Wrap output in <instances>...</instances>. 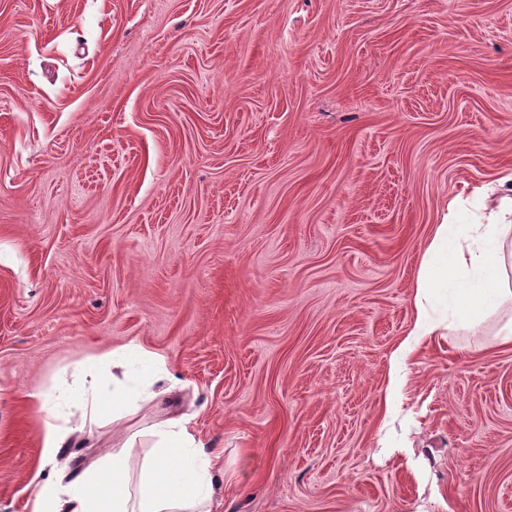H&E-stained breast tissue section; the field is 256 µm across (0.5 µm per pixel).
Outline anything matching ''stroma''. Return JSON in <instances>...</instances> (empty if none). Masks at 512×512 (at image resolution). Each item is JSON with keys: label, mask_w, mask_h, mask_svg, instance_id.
I'll return each mask as SVG.
<instances>
[{"label": "stroma", "mask_w": 512, "mask_h": 512, "mask_svg": "<svg viewBox=\"0 0 512 512\" xmlns=\"http://www.w3.org/2000/svg\"><path fill=\"white\" fill-rule=\"evenodd\" d=\"M512 175V0H0V512L137 346L221 455L213 512H512V348L402 364L449 201ZM58 390L49 412L28 392ZM85 376L89 377L88 393L85 394L83 399L84 418L87 416L91 421L97 420L100 416L104 415L107 411L103 407L102 392L104 384L97 376V362L90 360L84 364ZM66 435L60 431L57 425L46 423L44 435V453L42 457L43 467L55 466L59 449L65 442Z\"/></svg>", "instance_id": "1"}]
</instances>
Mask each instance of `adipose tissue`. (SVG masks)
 I'll return each mask as SVG.
<instances>
[{
    "label": "adipose tissue",
    "mask_w": 512,
    "mask_h": 512,
    "mask_svg": "<svg viewBox=\"0 0 512 512\" xmlns=\"http://www.w3.org/2000/svg\"><path fill=\"white\" fill-rule=\"evenodd\" d=\"M495 207L470 224L457 221L461 198H453L442 224L426 248L416 280L414 318L396 354L409 356L444 332L479 325L498 316L496 341L512 345V315L501 308L512 302V176L477 190ZM83 399L85 416L97 420L111 413L122 421L143 390L128 377L112 379V407L104 409L103 383L96 361H88ZM155 447L132 473L129 449L121 447L91 463L76 462L68 485L39 484L30 512H212L219 454L196 437L187 417L167 415L153 424Z\"/></svg>",
    "instance_id": "ef3b65f1"
}]
</instances>
